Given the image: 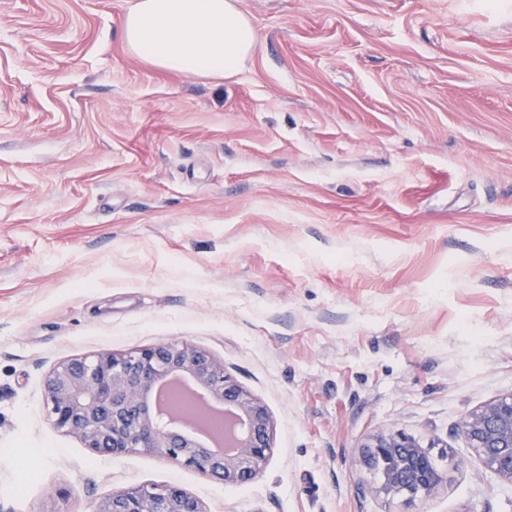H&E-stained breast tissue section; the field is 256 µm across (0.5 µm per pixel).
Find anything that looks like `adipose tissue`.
Listing matches in <instances>:
<instances>
[{
	"instance_id": "1",
	"label": "adipose tissue",
	"mask_w": 512,
	"mask_h": 512,
	"mask_svg": "<svg viewBox=\"0 0 512 512\" xmlns=\"http://www.w3.org/2000/svg\"><path fill=\"white\" fill-rule=\"evenodd\" d=\"M121 35L147 65L213 79L238 75L257 42L234 0H136L122 17Z\"/></svg>"
}]
</instances>
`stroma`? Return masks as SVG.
Masks as SVG:
<instances>
[{
	"mask_svg": "<svg viewBox=\"0 0 512 512\" xmlns=\"http://www.w3.org/2000/svg\"><path fill=\"white\" fill-rule=\"evenodd\" d=\"M134 2L0 0V512H512L456 429L512 391V0H238L224 80L130 55ZM168 340L266 405L259 478L52 426L54 364ZM381 431L446 483L372 492ZM95 512H207L196 497L176 485L118 490L99 502Z\"/></svg>",
	"mask_w": 512,
	"mask_h": 512,
	"instance_id": "1",
	"label": "stroma"
}]
</instances>
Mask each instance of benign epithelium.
Instances as JSON below:
<instances>
[{"label":"benign epithelium","instance_id":"obj_1","mask_svg":"<svg viewBox=\"0 0 512 512\" xmlns=\"http://www.w3.org/2000/svg\"><path fill=\"white\" fill-rule=\"evenodd\" d=\"M191 378L235 420L216 453L198 445L193 419L162 427L154 401L156 386L171 377ZM51 423L75 435L96 454L159 453L226 486L258 478L272 454V420L267 407L226 373L224 363L186 342L167 341L122 353L102 352L55 365L44 380ZM457 430L469 450L498 479L512 485V391L464 413ZM358 465L378 466L380 488L410 498L430 496L446 482L426 449L401 433L380 432L361 446ZM95 512H207L176 485L118 490Z\"/></svg>","mask_w":512,"mask_h":512}]
</instances>
